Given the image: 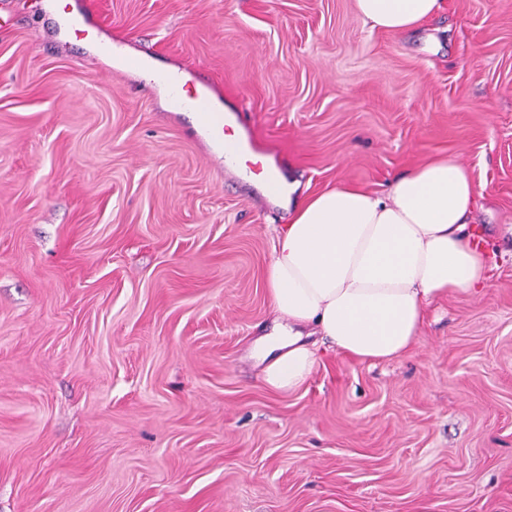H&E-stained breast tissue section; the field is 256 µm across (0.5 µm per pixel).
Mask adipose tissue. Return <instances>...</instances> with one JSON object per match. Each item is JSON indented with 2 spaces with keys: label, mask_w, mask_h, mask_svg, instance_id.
<instances>
[{
  "label": "adipose tissue",
  "mask_w": 512,
  "mask_h": 512,
  "mask_svg": "<svg viewBox=\"0 0 512 512\" xmlns=\"http://www.w3.org/2000/svg\"><path fill=\"white\" fill-rule=\"evenodd\" d=\"M373 28L404 33L442 0H355ZM475 186L456 158L412 168L387 193L339 184L306 195L283 225L265 269L278 316L258 358L277 393L301 387L316 356L311 333L337 351L380 363L407 355L435 299L485 286L487 266L468 218Z\"/></svg>",
  "instance_id": "adipose-tissue-1"
}]
</instances>
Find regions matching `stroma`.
<instances>
[{"instance_id":"stroma-1","label":"stroma","mask_w":512,"mask_h":512,"mask_svg":"<svg viewBox=\"0 0 512 512\" xmlns=\"http://www.w3.org/2000/svg\"><path fill=\"white\" fill-rule=\"evenodd\" d=\"M0 12V512H512V0L406 33L355 0H45ZM204 78L298 195L468 168L490 277L412 351L252 356L288 210L159 73Z\"/></svg>"}]
</instances>
